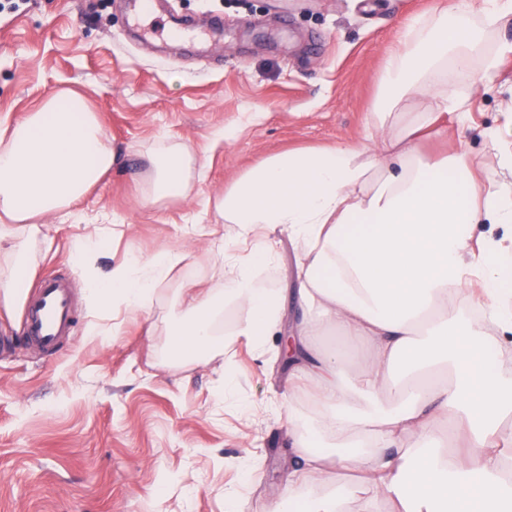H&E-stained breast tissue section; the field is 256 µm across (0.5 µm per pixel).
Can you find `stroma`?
I'll use <instances>...</instances> for the list:
<instances>
[{
  "mask_svg": "<svg viewBox=\"0 0 512 512\" xmlns=\"http://www.w3.org/2000/svg\"><path fill=\"white\" fill-rule=\"evenodd\" d=\"M439 0H156L152 16L166 35L137 37L127 0H21L0 11V119L22 118L62 90L80 91L97 112L121 160L82 204L84 223L47 220L52 248L38 276L65 273L76 328L45 354L22 340L21 306L0 309V512H268L301 466L298 430L312 399L303 365L285 367L278 336L264 349L238 341L213 357L167 364V332L181 280L162 286L149 318L104 312L102 333L88 335L84 281L72 246L107 217L129 228L112 237L94 266L108 272L132 256L190 252L186 277H212L216 255L181 227L198 220L203 198L262 158L304 147L361 139L383 91L386 56L409 23L429 18ZM464 93L470 117L447 136L419 141L425 157L466 153L492 180L498 161L484 133L512 119V53L493 84L480 63L448 68L396 105L389 135H401L436 89ZM236 125L229 143L216 132ZM163 136L186 143L205 163L188 198L162 206L141 198L138 154ZM275 260L258 273L276 288L281 329L295 318L299 249L287 229L269 234Z\"/></svg>",
  "mask_w": 512,
  "mask_h": 512,
  "instance_id": "35a3bbf8",
  "label": "stroma"
}]
</instances>
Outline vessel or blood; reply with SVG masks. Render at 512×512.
<instances>
[{
	"mask_svg": "<svg viewBox=\"0 0 512 512\" xmlns=\"http://www.w3.org/2000/svg\"><path fill=\"white\" fill-rule=\"evenodd\" d=\"M72 329L71 304L65 284L55 274L43 277L36 296L26 304V337L52 354L60 340L69 335Z\"/></svg>",
	"mask_w": 512,
	"mask_h": 512,
	"instance_id": "1",
	"label": "vessel or blood"
}]
</instances>
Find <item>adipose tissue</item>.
Wrapping results in <instances>:
<instances>
[{"label":"adipose tissue","instance_id":"1","mask_svg":"<svg viewBox=\"0 0 512 512\" xmlns=\"http://www.w3.org/2000/svg\"><path fill=\"white\" fill-rule=\"evenodd\" d=\"M512 19V0H453L430 22H413L403 51L383 67V95L396 102L446 65L468 69L486 31ZM117 152L99 116L67 89L37 103L22 119L0 120V304L24 301L37 272L30 249L51 214L77 217L89 191L110 173ZM142 196L157 205L188 197L202 163L184 143L160 140L145 156ZM221 223L205 235L221 257L222 289L188 282L181 289L169 346L178 356H207L243 337L263 348L280 322L276 289L257 270L272 253L258 232L287 227L299 246L298 346L336 326L367 350L360 389L393 406L355 408L338 359L308 368L313 410L301 437L302 477L336 468V487L302 512H344L346 484L356 479L392 512H512V195L485 188L464 155L432 161L412 142L366 138L292 149L256 163L223 193L208 198ZM237 228L223 233L224 224ZM479 224L501 236H474ZM101 234L75 244L94 321L107 309L149 315L159 285L180 276L187 255L166 251L114 265L99 277L93 256ZM232 304L236 323L217 319ZM459 445L447 449L441 422ZM336 437L332 452L322 434Z\"/></svg>","mask_w":512,"mask_h":512}]
</instances>
